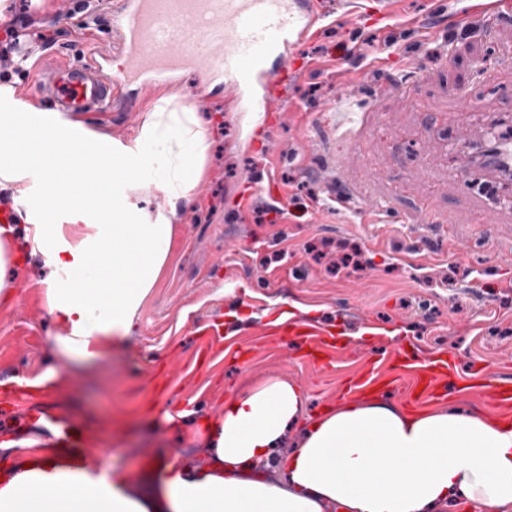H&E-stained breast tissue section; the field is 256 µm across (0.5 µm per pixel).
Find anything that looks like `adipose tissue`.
Listing matches in <instances>:
<instances>
[{"instance_id": "1", "label": "adipose tissue", "mask_w": 512, "mask_h": 512, "mask_svg": "<svg viewBox=\"0 0 512 512\" xmlns=\"http://www.w3.org/2000/svg\"><path fill=\"white\" fill-rule=\"evenodd\" d=\"M83 140L39 112L0 117V180L19 217L0 226V300L13 296L18 241L53 269L45 308L67 327L53 344L74 361L125 340L170 260L168 213H149L133 194L158 187L177 209L208 150L197 113L164 103L132 144L61 164ZM296 429L299 441L279 455ZM206 431L207 462L157 460L140 480L89 468L88 447L0 441V512H512V423L459 407L412 413L372 398L310 415L298 387L275 377L226 401ZM271 461L272 478L259 471Z\"/></svg>"}]
</instances>
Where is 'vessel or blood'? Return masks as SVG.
I'll return each mask as SVG.
<instances>
[{"instance_id": "b4317fda", "label": "vessel or blood", "mask_w": 512, "mask_h": 512, "mask_svg": "<svg viewBox=\"0 0 512 512\" xmlns=\"http://www.w3.org/2000/svg\"><path fill=\"white\" fill-rule=\"evenodd\" d=\"M112 16L122 67H113L107 46L89 62L48 68L39 85L53 111L66 117L104 112L127 89L170 85L187 70L201 77L198 100H207L215 84L229 88L245 111H274V88L287 85L294 49L315 34L321 20L316 0H113ZM506 167L512 168L510 137L502 138L482 165L492 174ZM333 201L356 211L362 224L389 219L379 201L344 193ZM272 333L298 337L314 353L327 351L322 328L300 320L273 327ZM384 389L420 404L457 396L485 399L503 415L512 414V383L463 375L438 356L395 353L366 361L350 385L356 395ZM14 398L27 408V426L40 427L45 414L36 395L19 389Z\"/></svg>"}]
</instances>
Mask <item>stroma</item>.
Masks as SVG:
<instances>
[{
    "label": "stroma",
    "instance_id": "1",
    "mask_svg": "<svg viewBox=\"0 0 512 512\" xmlns=\"http://www.w3.org/2000/svg\"><path fill=\"white\" fill-rule=\"evenodd\" d=\"M71 0H0V26L22 15L54 43L29 41V66L48 59L79 62L101 47L108 14L82 27L66 19ZM402 0L396 18L358 13L356 0H319L324 20L295 53L304 74L278 111L258 121L235 111L221 86H210L197 112L209 143L205 174L183 203L172 257L134 317L122 346L90 362L55 355L63 328L44 309L43 258L23 262L14 301L0 303V383L33 379L48 368L67 376L40 393L43 409L92 436L100 470L139 477L156 458L196 463L197 429L222 413L226 399L271 377L287 379L314 413L341 403L360 365L343 355L330 366L309 363L295 338L266 336L280 312L302 310L306 322L362 343L363 358L407 349L444 355L459 371L477 369L512 380V184L473 167L469 142L492 141L512 125V17L486 28L488 0ZM400 34L385 46L388 32ZM413 77L414 89L401 84ZM199 79L129 94V108L89 112L79 123L92 136L126 144L162 98L188 105ZM349 100L376 114L355 134L336 123L334 106ZM343 180L366 200L384 201L394 221L355 224L331 209L320 175L336 158ZM276 173L285 209L258 224L255 194ZM467 183L452 193L449 179ZM442 216L425 221L423 206ZM490 222L476 223L479 212ZM359 245L360 268L336 269L337 243ZM222 334L211 337L213 321ZM190 411L193 422L180 419Z\"/></svg>",
    "mask_w": 512,
    "mask_h": 512
}]
</instances>
